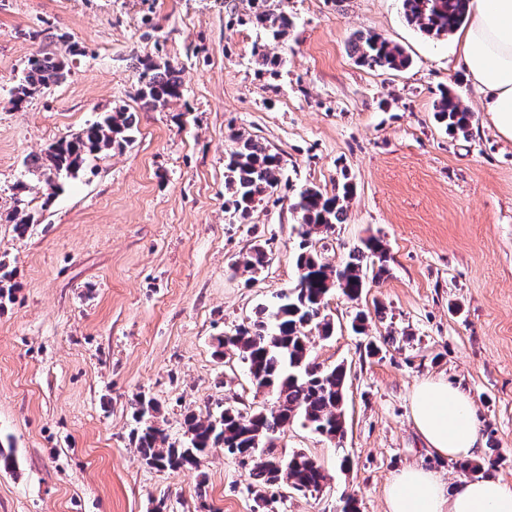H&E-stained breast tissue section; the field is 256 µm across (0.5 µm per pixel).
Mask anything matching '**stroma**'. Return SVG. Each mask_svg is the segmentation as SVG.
Listing matches in <instances>:
<instances>
[{"label":"stroma","mask_w":512,"mask_h":512,"mask_svg":"<svg viewBox=\"0 0 512 512\" xmlns=\"http://www.w3.org/2000/svg\"><path fill=\"white\" fill-rule=\"evenodd\" d=\"M294 24L281 38L229 23L224 0H0V260L18 288L0 308V512H386L385 489L422 465L446 485L457 463L429 454L410 413L423 377L468 392L480 419L475 457L512 484V141L465 92L452 36L409 26L402 0H282ZM69 33L60 84L13 108L35 27ZM375 35L412 59L401 72L369 69L349 43ZM284 58L258 72L254 44ZM78 54H70V45ZM181 69L184 94L164 110L137 100L138 58ZM450 87L472 114L467 135L434 118ZM134 113L132 141L89 159L49 195L25 163L102 115ZM283 158L292 185H354L347 219L324 241L334 265L369 236L388 248L385 277L358 301L334 294L333 336L312 357L347 370L342 447L294 423L280 451L323 468L317 492H248L246 471L216 448L196 470H157L132 441L131 403L159 404L169 440L183 419L217 405L272 406L237 354L215 339L271 306L296 279L297 219L279 189L244 224L231 221L224 155L231 133ZM28 185L16 200V181ZM34 215L16 236L10 214ZM270 261L255 277L233 265L253 246ZM370 318L354 334L357 311Z\"/></svg>","instance_id":"35a3bbf8"}]
</instances>
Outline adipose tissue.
I'll list each match as a JSON object with an SVG mask.
<instances>
[{
	"mask_svg": "<svg viewBox=\"0 0 512 512\" xmlns=\"http://www.w3.org/2000/svg\"><path fill=\"white\" fill-rule=\"evenodd\" d=\"M465 88L480 99L498 132L512 139V0H470L469 20L453 40ZM411 415L428 452L451 460L473 457L480 423L460 386L426 377L410 397ZM387 512H512V484L492 476L453 488L429 470H401L385 491Z\"/></svg>",
	"mask_w": 512,
	"mask_h": 512,
	"instance_id": "adipose-tissue-1",
	"label": "adipose tissue"
}]
</instances>
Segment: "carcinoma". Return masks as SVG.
<instances>
[{
    "instance_id": "obj_1",
    "label": "carcinoma",
    "mask_w": 512,
    "mask_h": 512,
    "mask_svg": "<svg viewBox=\"0 0 512 512\" xmlns=\"http://www.w3.org/2000/svg\"><path fill=\"white\" fill-rule=\"evenodd\" d=\"M469 0H403L408 25L427 36H447L467 20ZM249 23L267 29L275 37L288 32L293 21L277 8L276 0H251ZM358 63L380 70L402 71L411 65L405 50L386 39L358 37L351 43ZM254 62L262 72H275L282 60L271 56L265 46L252 49ZM67 63L51 51H41L28 59L11 102L20 108L27 100L60 83L67 75ZM136 95L143 106L162 109L183 96L179 69L161 56L138 59ZM437 121L449 134H467L471 113L458 96L443 88L435 103ZM133 115L122 110L108 113L79 133L56 140L48 149L31 156L29 167L39 173L49 189H61V180L74 176L85 160L132 142L129 131ZM227 154L225 186L229 207L240 223L249 218L255 202L273 198L284 179L282 157L258 140L242 134ZM353 186L345 182L330 194L315 185L292 189L289 208L296 214L300 241L295 254V285L277 296L265 317L240 325L235 333L217 339L215 354L233 350L248 369L256 390H268L274 406H257L246 412L227 406L206 415L190 412L184 416L186 442H168L165 429L158 424L160 408L151 399L138 397L132 402L133 415L140 424L133 437L145 463L159 470H192L200 467L211 449L218 446L248 468V489L255 498L265 499V489L291 486L317 491L326 475L317 462L303 454L288 455V463L276 465L274 449L268 440L300 420L327 439L341 444L345 437L344 393L346 369L323 368L311 355L310 335H333L334 319L326 313L328 297L338 292L350 301L357 300L369 279H380L387 272V252L383 241L369 237L348 255L341 266L324 261L313 240L335 231L346 219L347 201ZM269 262L266 252L256 248L235 263L236 269L255 273ZM14 270L0 261V307L12 299L16 289Z\"/></svg>"
}]
</instances>
